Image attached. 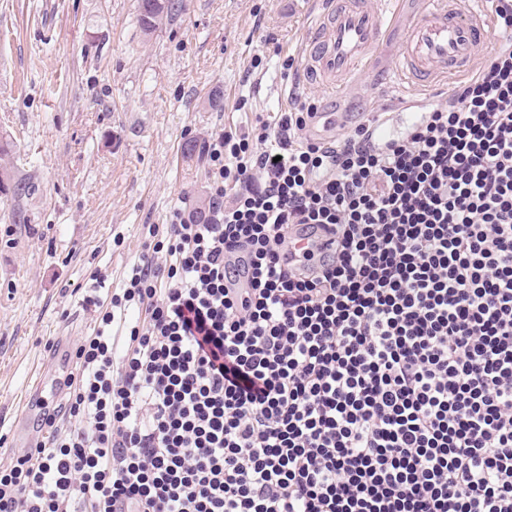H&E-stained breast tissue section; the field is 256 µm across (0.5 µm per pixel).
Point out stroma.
<instances>
[{
    "instance_id": "1",
    "label": "stroma",
    "mask_w": 512,
    "mask_h": 512,
    "mask_svg": "<svg viewBox=\"0 0 512 512\" xmlns=\"http://www.w3.org/2000/svg\"><path fill=\"white\" fill-rule=\"evenodd\" d=\"M313 17L310 0H182L148 34L138 0H0V136L14 143L0 173L30 186L23 197L0 190V463L58 337L72 351L92 332L81 302L90 273L116 288L140 226L164 224L178 199L197 207L208 167L185 143L247 131L297 93L361 119L397 95L383 83L335 97L284 71Z\"/></svg>"
}]
</instances>
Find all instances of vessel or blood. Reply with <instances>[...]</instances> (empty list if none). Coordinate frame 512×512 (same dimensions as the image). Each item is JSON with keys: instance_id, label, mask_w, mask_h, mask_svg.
I'll return each mask as SVG.
<instances>
[{"instance_id": "vessel-or-blood-1", "label": "vessel or blood", "mask_w": 512, "mask_h": 512, "mask_svg": "<svg viewBox=\"0 0 512 512\" xmlns=\"http://www.w3.org/2000/svg\"><path fill=\"white\" fill-rule=\"evenodd\" d=\"M472 0H425L410 20L393 72L410 87L421 88L461 74L473 64L476 49L489 37L485 11ZM305 41L306 77L332 95L347 93L355 74L365 68L378 43L386 17L366 0H326ZM348 112H322L320 135L335 132L351 120Z\"/></svg>"}]
</instances>
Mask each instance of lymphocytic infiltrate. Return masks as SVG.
<instances>
[{"label":"lymphocytic infiltrate","mask_w":512,"mask_h":512,"mask_svg":"<svg viewBox=\"0 0 512 512\" xmlns=\"http://www.w3.org/2000/svg\"><path fill=\"white\" fill-rule=\"evenodd\" d=\"M418 125L313 103L206 140L209 206L83 298L46 440L0 512H512V0ZM327 253L291 250L294 234ZM245 268L249 289L235 287Z\"/></svg>","instance_id":"lymphocytic-infiltrate-1"}]
</instances>
